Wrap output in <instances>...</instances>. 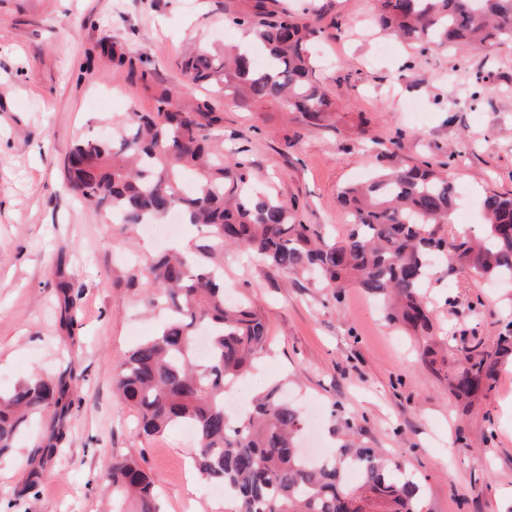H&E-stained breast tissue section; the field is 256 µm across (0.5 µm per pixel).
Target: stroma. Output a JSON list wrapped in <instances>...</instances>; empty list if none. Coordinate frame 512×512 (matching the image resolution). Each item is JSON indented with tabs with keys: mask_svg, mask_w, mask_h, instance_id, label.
<instances>
[{
	"mask_svg": "<svg viewBox=\"0 0 512 512\" xmlns=\"http://www.w3.org/2000/svg\"><path fill=\"white\" fill-rule=\"evenodd\" d=\"M252 0H0V389L67 364L81 376L60 432L31 425L0 454V512H104L113 455L142 459L162 512H224V497L192 465V430L156 438L135 432V412L113 391L126 352L157 329L139 271L168 244L201 230L181 225L148 236L111 223L65 190V161L79 140L106 138L110 115L153 111L174 94L181 107L214 106L224 146L240 151L259 186L298 200L303 221L341 236L351 219L338 201L375 165L372 142L401 137L414 159L449 161L454 223L484 232L482 196H512V43L419 53L395 42L376 51L369 18L377 0H274L273 9L315 6L321 33L311 50L334 103L323 127L268 102L246 109L215 85L191 83L180 61L200 44L237 46L228 15ZM104 42L140 58L137 74L99 54ZM224 278L263 316L270 346L243 379L248 393L282 383L305 413L302 447L335 452L350 438L389 452L423 485V512H512V364L471 408L447 378L462 350L493 343L512 314V283L473 282L435 263L425 288L437 370L422 341L390 322L381 296L346 289L334 299L317 281L224 251ZM82 285L73 313L58 284ZM355 428L343 432L344 422ZM49 449L37 483L30 460Z\"/></svg>",
	"mask_w": 512,
	"mask_h": 512,
	"instance_id": "35a3bbf8",
	"label": "stroma"
}]
</instances>
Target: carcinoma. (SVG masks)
<instances>
[{"label": "carcinoma", "instance_id": "obj_1", "mask_svg": "<svg viewBox=\"0 0 512 512\" xmlns=\"http://www.w3.org/2000/svg\"><path fill=\"white\" fill-rule=\"evenodd\" d=\"M227 20L255 36L267 62L235 48L219 56L200 49L182 71L194 84H222L244 107L276 101L320 126L333 102L318 82L309 52L317 19L269 9L254 0L250 11ZM377 26L422 52L457 45L512 40V0H379ZM101 54L134 72L137 62L118 43ZM223 122L212 106L188 111L168 93L154 110L129 113L112 138L80 141L68 156L67 188L89 205L105 206L120 224H149L178 211L206 229L208 243L154 258L140 270L154 290L148 304L164 312L154 335L130 349L115 370L113 388L136 411V429L147 437L186 424L195 434L200 476L224 485V512H422L420 485L391 470L386 455L343 445L325 461L309 463L296 439L305 422L300 408L274 385L240 417L224 406L226 388L240 380L268 344L261 316L245 300L227 301L226 246L255 253L270 267L321 279L332 296L356 284L392 299L390 319L423 340L422 361L434 368L438 342L423 302L433 255L476 278L512 281V197L490 192L482 199L484 237L437 229L448 223L455 189L446 164L415 162L384 149L372 179L339 193L353 224L336 239L318 225L301 223L296 204L258 191L248 164L215 148ZM209 330V356H197L193 338ZM465 368L448 379L450 393L471 402L495 387L512 359V320L492 347L478 341L463 349ZM66 384L41 377L0 394V452L37 414L61 422L70 409ZM359 473L347 476L349 466ZM112 495L129 504L120 512H161L155 484L131 456L115 455L107 469Z\"/></svg>", "mask_w": 512, "mask_h": 512}]
</instances>
